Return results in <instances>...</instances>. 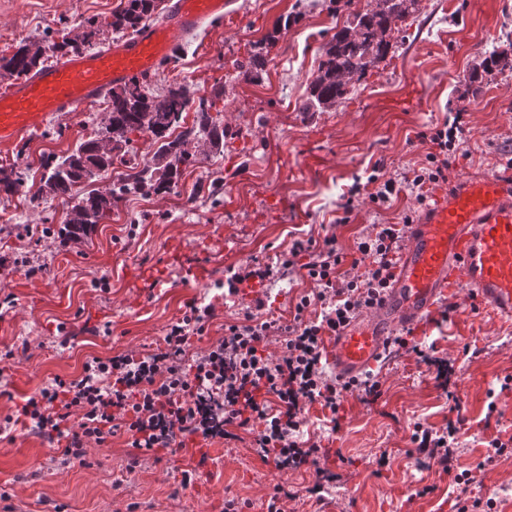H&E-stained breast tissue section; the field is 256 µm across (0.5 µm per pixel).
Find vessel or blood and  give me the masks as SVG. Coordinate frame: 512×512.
I'll use <instances>...</instances> for the list:
<instances>
[{
  "label": "vessel or blood",
  "mask_w": 512,
  "mask_h": 512,
  "mask_svg": "<svg viewBox=\"0 0 512 512\" xmlns=\"http://www.w3.org/2000/svg\"><path fill=\"white\" fill-rule=\"evenodd\" d=\"M228 0H167L162 15L134 36L70 55L0 87V145L10 146L48 117L96 103L132 80L161 74L179 41L203 23L220 21ZM461 281L475 302L512 320V166L457 179L437 189L406 228L392 279L374 304L325 337L323 355L348 381L375 369L398 331L423 328L437 311L457 306Z\"/></svg>",
  "instance_id": "b4317fda"
}]
</instances>
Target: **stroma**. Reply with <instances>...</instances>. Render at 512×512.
Here are the masks:
<instances>
[{
	"label": "stroma",
	"mask_w": 512,
	"mask_h": 512,
	"mask_svg": "<svg viewBox=\"0 0 512 512\" xmlns=\"http://www.w3.org/2000/svg\"><path fill=\"white\" fill-rule=\"evenodd\" d=\"M123 3L0 0V56L92 17L114 39L110 22ZM230 11L183 39L168 71L147 82L157 94L178 83L192 97L214 100L229 131L223 154L187 169L168 193L127 194L88 238L64 242L52 231L66 203L49 198L35 208L29 193L44 173L42 160L70 154L85 128H101L103 110L95 105L49 120L28 138L0 146V166L24 181L22 193L0 194V213L8 218L0 223V427L10 429L0 435V512H224L232 496L249 501L246 512H265L273 485L283 480L298 493L287 512H512V455L492 459L487 449L493 439L512 438V322L478 308L462 286L459 314L412 335L451 363L450 391L414 353L401 351L373 371L382 391L377 402L347 395L337 414L340 430H333L329 409L309 405L304 435L326 450L319 467L338 476L317 495L310 492L316 469L281 478L251 451L247 434L214 441L215 455L184 488L180 455L161 449L129 468L123 432L81 462L16 423L23 397L53 377L80 376L94 356L162 346L168 325L193 297L215 307L206 331L191 340V352L206 349L247 302L225 296L228 268L277 262L295 236L327 225L338 249L352 255L363 229L395 223L417 202L406 190L377 211L363 197L346 224L336 221L337 202L354 182H366L376 163L391 175L418 164L426 148L414 137L423 127L465 110L468 156L451 170L454 178L492 173L512 155V73L465 79L483 51L512 34V0H418L392 58L342 104L310 118L297 106L323 45L349 14L347 0H233ZM257 53L265 65L256 81H235L238 62ZM410 90L419 104L402 107ZM130 138L123 160L98 177L96 188H109L123 164L151 163L153 137L135 131ZM197 260L212 268L206 282L191 274ZM31 267L39 273L30 279ZM139 280L157 291L136 288ZM310 289L296 274L276 280L267 288V313L288 321ZM454 421L461 447L453 472L420 467L414 424L438 430Z\"/></svg>",
	"instance_id": "stroma-1"
}]
</instances>
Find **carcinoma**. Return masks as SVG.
<instances>
[{
	"label": "carcinoma",
	"mask_w": 512,
	"mask_h": 512,
	"mask_svg": "<svg viewBox=\"0 0 512 512\" xmlns=\"http://www.w3.org/2000/svg\"><path fill=\"white\" fill-rule=\"evenodd\" d=\"M417 0H375L366 8L348 15L345 25L327 42L317 74L310 84L308 97L298 107L300 112H325L342 103L362 85L368 72L386 61L393 48V34L413 17ZM158 8V0H125L115 12L111 26L115 30L136 31ZM100 34L97 23L88 20L77 31L60 42L43 40L21 44L10 56L0 57V75L20 78L40 67L49 54L65 55L82 46H94ZM259 59L252 57L236 67L235 79L245 82L257 78ZM483 68L500 73L512 70L509 52L496 48L485 52ZM110 107L104 118V131L112 132V149L102 150L101 136L81 141L76 149L57 164H44L39 188L31 193L30 203L39 206L47 196L72 197L79 183L92 182L83 174L87 165L101 171L111 167L119 153L129 145L133 131L150 133L158 144L150 169L127 178L108 190L90 189L71 202L59 237L80 242L123 196L136 192L144 196L168 192L181 179L183 172L207 163L224 149V124L211 115L214 102L206 97L193 99L185 86L174 84L163 95L155 96L145 86L133 81L112 90ZM194 110L192 126H185L184 112Z\"/></svg>",
	"instance_id": "1"
}]
</instances>
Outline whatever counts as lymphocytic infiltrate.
<instances>
[{
  "label": "lymphocytic infiltrate",
  "instance_id": "1",
  "mask_svg": "<svg viewBox=\"0 0 512 512\" xmlns=\"http://www.w3.org/2000/svg\"><path fill=\"white\" fill-rule=\"evenodd\" d=\"M464 133L459 112L452 122L417 132V140L429 147L424 159L397 177H384L381 167H373L366 185H354L342 196L341 222H348L363 194L380 208L389 207L405 189L424 202L426 186L447 181ZM414 218L409 211L400 223L372 225L358 237L352 259L337 249L335 233L328 232L319 239H293L278 265L252 262L230 269L225 283L232 296L296 270L313 290L300 296L285 325L260 320L265 301L256 298L241 318L225 323L221 339L188 360L184 353L192 336L201 334L214 316L213 305L190 300L183 317L170 324L163 347L95 357L85 362L78 378H52L22 404L24 427L79 460L89 449L106 447L119 431L126 433L130 447L146 453H174L195 439L231 440L236 431H251L253 451L264 463L282 473L313 466L317 478L325 479L326 471L318 467L320 443L302 437L306 407L316 402L335 414L345 394L359 391L373 403L381 392L370 377L348 383L332 377L323 338L370 307L387 287L404 227ZM274 340L280 343L275 352L269 349ZM458 433L453 424L437 431L418 423L411 440L419 455L447 471Z\"/></svg>",
  "mask_w": 512,
  "mask_h": 512
}]
</instances>
